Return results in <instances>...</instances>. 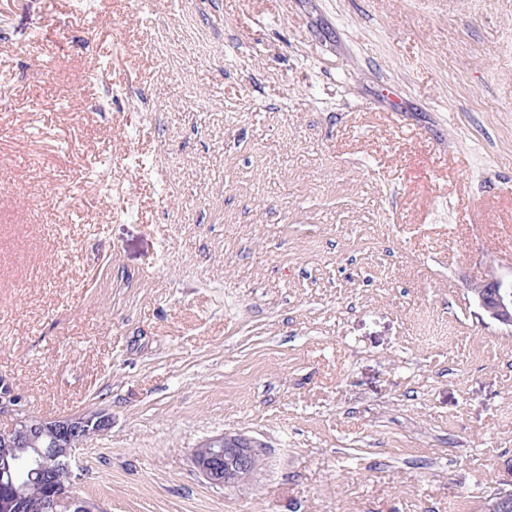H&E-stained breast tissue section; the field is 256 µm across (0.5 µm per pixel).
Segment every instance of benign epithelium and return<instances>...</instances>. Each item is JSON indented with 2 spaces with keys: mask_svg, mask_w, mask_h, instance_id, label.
Returning a JSON list of instances; mask_svg holds the SVG:
<instances>
[{
  "mask_svg": "<svg viewBox=\"0 0 512 512\" xmlns=\"http://www.w3.org/2000/svg\"><path fill=\"white\" fill-rule=\"evenodd\" d=\"M483 314L512 330V279L492 276L470 288ZM110 426L97 412L45 419L17 417L0 431V512H103L59 482L70 470L76 450ZM193 461L209 483L234 486L249 482L264 463L261 445L243 435H221L194 449ZM483 512L512 509V489L497 487L483 499Z\"/></svg>",
  "mask_w": 512,
  "mask_h": 512,
  "instance_id": "benign-epithelium-1",
  "label": "benign epithelium"
}]
</instances>
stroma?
Wrapping results in <instances>:
<instances>
[{
    "label": "stroma",
    "mask_w": 512,
    "mask_h": 512,
    "mask_svg": "<svg viewBox=\"0 0 512 512\" xmlns=\"http://www.w3.org/2000/svg\"><path fill=\"white\" fill-rule=\"evenodd\" d=\"M509 252L512 0H0V429L105 512H481ZM470 291L488 319L512 330V279L492 276L473 284ZM262 446L243 435L206 440L193 452L199 474L209 483L234 486L249 482L264 463Z\"/></svg>",
    "instance_id": "35a3bbf8"
}]
</instances>
